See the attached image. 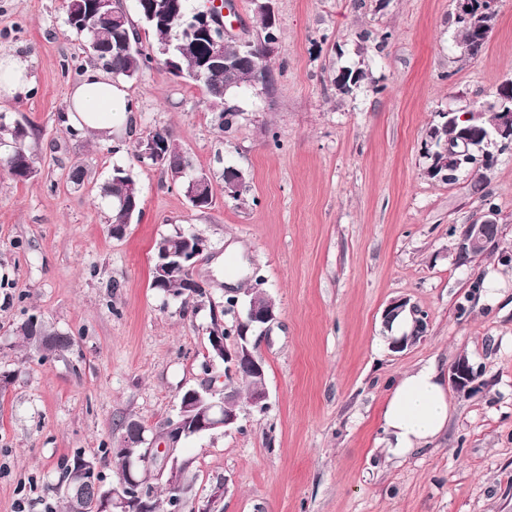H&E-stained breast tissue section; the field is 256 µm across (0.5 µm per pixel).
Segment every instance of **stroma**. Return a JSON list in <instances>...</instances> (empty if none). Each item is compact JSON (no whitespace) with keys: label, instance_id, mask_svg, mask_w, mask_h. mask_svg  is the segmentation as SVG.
<instances>
[{"label":"stroma","instance_id":"1","mask_svg":"<svg viewBox=\"0 0 512 512\" xmlns=\"http://www.w3.org/2000/svg\"><path fill=\"white\" fill-rule=\"evenodd\" d=\"M274 5L276 86L241 89L229 132L202 85L156 64L122 81L132 123L106 143L70 139L62 121L84 58L63 0H0V50L26 56L35 78L0 114L27 126L38 168L27 182L0 168V374L16 375L0 389V512H50L77 451L115 482L106 451L120 444L118 422L153 431L186 389L223 388V364L202 367L210 311L232 326L255 291L277 312L250 337L268 407L253 410L238 384V428L180 442L189 504L220 484L223 512H512V145L449 185L426 176L423 150L438 113L492 103L512 78V0L474 58L458 46L456 0ZM347 69L365 77L343 95L333 79ZM156 127L209 173V209L136 164V138ZM76 166L83 182L70 178ZM116 166L132 169L142 209L119 236L103 195ZM228 167L248 174L236 201L224 195ZM490 209L494 245L459 264L460 233ZM178 231L207 243L194 271L205 294L186 303L151 286L154 245ZM231 240L242 252L228 253ZM401 297L426 313L427 333L395 353L382 312ZM35 310L72 336L69 351L44 360L14 335ZM462 357L480 376L471 393L452 392L443 435L387 459L389 382Z\"/></svg>","mask_w":512,"mask_h":512}]
</instances>
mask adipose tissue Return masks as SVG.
Returning a JSON list of instances; mask_svg holds the SVG:
<instances>
[{
  "label": "adipose tissue",
  "instance_id": "adipose-tissue-1",
  "mask_svg": "<svg viewBox=\"0 0 512 512\" xmlns=\"http://www.w3.org/2000/svg\"><path fill=\"white\" fill-rule=\"evenodd\" d=\"M32 86L29 64L21 56L0 52V99L19 98ZM68 126L111 140L116 122L130 120L123 90L111 73L86 65L67 96ZM450 415L448 389L435 363L405 372L388 389L381 416L385 449L402 459L432 444L446 429Z\"/></svg>",
  "mask_w": 512,
  "mask_h": 512
}]
</instances>
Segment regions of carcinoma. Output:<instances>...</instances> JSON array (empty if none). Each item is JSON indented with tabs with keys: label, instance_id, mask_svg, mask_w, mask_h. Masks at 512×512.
Masks as SVG:
<instances>
[{
	"label": "carcinoma",
	"instance_id": "obj_1",
	"mask_svg": "<svg viewBox=\"0 0 512 512\" xmlns=\"http://www.w3.org/2000/svg\"><path fill=\"white\" fill-rule=\"evenodd\" d=\"M136 11L143 28L133 24L126 13L122 0H113L110 8L121 13L122 21L102 27L100 36L112 41V51L103 56L85 46L88 61L96 63L112 74L115 79H134L157 63L153 54L138 47L140 32L152 36L158 48L169 47V54L161 59L173 61L170 73L181 79L201 84L210 100V107L218 113V126L227 132L232 129L239 109L225 107V101L234 97L240 89L260 84L267 89L275 84V73L270 66V58L263 49V43L270 36H277V26L272 18L261 10H256L259 30L249 46L234 40H226L219 51L227 60L233 61L230 68L208 70L201 67V61L210 54L212 43L203 37L195 36L193 20L195 15L206 10V6L189 9L188 0H179L177 11L170 17H163L152 11L151 0H135ZM446 117L430 127L428 137L442 142L454 138L458 128L445 123ZM148 134L166 144L159 168L176 177L189 166L181 154L173 134L166 128H155ZM0 136L7 140L10 150L0 159L8 174L16 181L25 182L37 175L34 156L25 146L29 132L26 126L18 123L12 127L0 122ZM104 195L112 200V227L125 229L134 216L141 214L139 191L132 176L123 168L116 167L109 182L103 188ZM151 287L173 297L187 299L204 295L203 286L193 278V270L187 269L172 274L163 268H153ZM15 335L22 341L34 344L43 352L42 358L61 353L72 345V338L59 333H49L41 316L28 315L15 329ZM188 486L182 485L176 492L164 487V498H159L155 486L150 485L146 494L150 498V512H173L174 499H186Z\"/></svg>",
	"mask_w": 512,
	"mask_h": 512
}]
</instances>
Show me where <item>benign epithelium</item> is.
I'll return each instance as SVG.
<instances>
[{
  "mask_svg": "<svg viewBox=\"0 0 512 512\" xmlns=\"http://www.w3.org/2000/svg\"><path fill=\"white\" fill-rule=\"evenodd\" d=\"M500 7V0H456L455 18L459 23H465L473 28L480 36L486 32L479 25L478 18L493 16ZM228 14L220 9V4L208 8L198 16V35L209 39L213 44L227 34L225 18ZM494 103L500 107L509 105L505 112L499 113L494 132L490 133L480 125L481 113L475 106L464 108L461 120L467 125L458 131V146L451 150L457 157V163H465L472 155L471 144L477 143L478 152L484 157L494 156L499 146L512 143V79L504 81L496 94ZM142 150L138 152L140 163L148 160L157 161L162 155V144L148 138L141 142ZM497 224L496 214L489 210L480 222L469 224L461 234L457 244L458 258H472L480 254L481 249L489 244L491 232ZM409 312L413 323L417 324L423 319V312L409 304L405 297L392 300L383 311L384 325L388 326L391 320L403 313ZM276 319V311L265 309L257 303H249L247 322L241 330V338L235 339L231 344L222 336L221 328L213 329L209 337L210 351L208 353V366L220 361L224 364V371L232 375L241 368H246L254 375H265L263 359L247 346V332L252 326L266 325ZM448 380L457 391L469 392L476 388V378L471 366L465 359L456 361L449 369ZM234 391L229 385L217 390L211 387L202 389L191 388L184 397L180 398L176 418L171 420L169 435L165 446L153 447L154 441L145 437L146 427L139 423L133 427L134 440L122 444L120 452L127 459L124 474L119 476L118 482L109 487L95 504V512H132L137 488L148 486L153 479L166 480L170 488L177 490L181 487V466L176 455L177 445L183 436L194 430L195 433H209L216 430L229 432L238 428L240 410L233 401ZM98 465L87 461L76 473V481L64 487V491L76 495L81 485L95 480L98 476ZM224 498V487L215 486L210 494L197 502L195 512H217L219 504Z\"/></svg>",
  "mask_w": 512,
  "mask_h": 512,
  "instance_id": "7a95c632",
  "label": "benign epithelium"
}]
</instances>
